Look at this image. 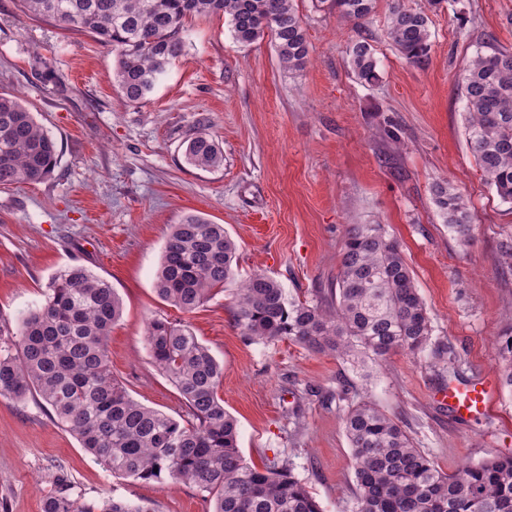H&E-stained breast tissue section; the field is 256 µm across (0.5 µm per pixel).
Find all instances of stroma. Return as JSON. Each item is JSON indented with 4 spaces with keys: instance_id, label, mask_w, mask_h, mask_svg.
I'll use <instances>...</instances> for the list:
<instances>
[{
    "instance_id": "1",
    "label": "stroma",
    "mask_w": 512,
    "mask_h": 512,
    "mask_svg": "<svg viewBox=\"0 0 512 512\" xmlns=\"http://www.w3.org/2000/svg\"><path fill=\"white\" fill-rule=\"evenodd\" d=\"M393 0L361 28L318 0H297L310 47L304 70L279 62L270 39L238 44L227 19L187 20L186 47L147 98L132 105L114 81L115 58L88 33L25 16L0 0V94L19 95L58 142L51 178L0 186V328L18 351L28 313L53 276L73 265L109 281L123 314L108 341L112 373L140 403L178 420L187 409L154 365L152 319L189 327L224 365L218 395L239 423L246 460L287 461L324 512H347L355 490L344 417L367 399L398 417L442 472L512 455V390L500 388L484 420L440 404L426 357L390 356L362 377L331 355L289 341L257 343L233 320L230 292L191 313L154 289L174 224L198 213L237 242L238 276L263 272L290 295L311 298L338 271L345 228L383 224L401 243L435 338L464 379L498 373L496 336L512 317V206L484 182L465 134V71L483 43L512 50V0H408L429 17L431 50L407 62L386 28ZM365 37L380 79L351 73L347 47ZM394 121L400 146L383 140ZM204 129L224 164L186 165L183 143ZM467 202L470 245H461L432 201L436 181ZM352 389L339 397L336 382ZM65 477L75 497L144 502L154 512H211L195 485L124 478L96 463L37 395L0 397V512H41Z\"/></svg>"
}]
</instances>
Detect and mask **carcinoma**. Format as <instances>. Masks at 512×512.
Wrapping results in <instances>:
<instances>
[{
	"mask_svg": "<svg viewBox=\"0 0 512 512\" xmlns=\"http://www.w3.org/2000/svg\"><path fill=\"white\" fill-rule=\"evenodd\" d=\"M34 18L95 35L115 55L116 83L130 104L146 99L185 49V21L222 13L236 42L250 46L269 36L281 65L294 72L309 61V45L295 0H18ZM339 16L360 27L376 0H331ZM387 37L410 63L431 49L429 17L394 0ZM356 78L379 81L374 50L366 38L347 48ZM467 141L484 181L512 203V51L490 43L465 74ZM55 138L16 96L0 94V185L39 183L57 166ZM186 162L202 170L224 164L204 130L187 139ZM432 200L459 241L471 240L463 196L446 181ZM238 245L199 215L173 229L156 273L158 295L184 313L202 306L213 291L233 289L234 320L251 340H287L331 354L358 369L382 366L395 352L429 353L449 372L448 345L433 339L427 307L399 241L383 224H350L336 279L309 300L287 296L275 278L255 272L235 282ZM122 300L112 285L82 266L54 276L45 301L23 320L20 352H0V396L22 400L36 393L57 424L112 473L133 480L194 484L213 500L212 512H323L288 462L262 468L238 448L237 420L218 390L220 364L184 324L150 322L147 345L155 366L188 409L180 422L135 401L112 375L108 339L120 319ZM504 385L512 388V326L498 337ZM352 450L355 493L348 512H512V456L495 455L439 471L399 418L361 400L344 418ZM42 512H153L144 504L112 499L78 501L64 480L43 501Z\"/></svg>",
	"mask_w": 512,
	"mask_h": 512,
	"instance_id": "1",
	"label": "carcinoma"
}]
</instances>
